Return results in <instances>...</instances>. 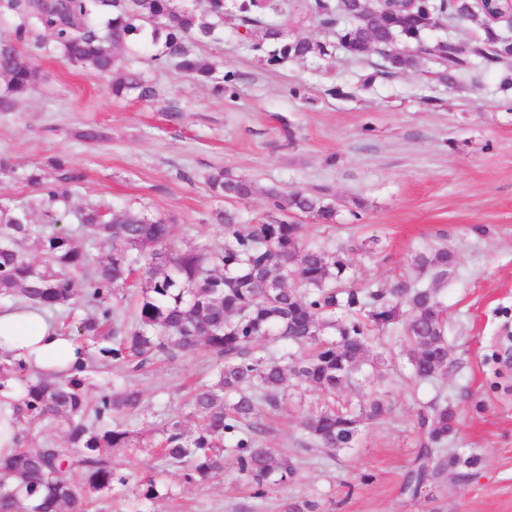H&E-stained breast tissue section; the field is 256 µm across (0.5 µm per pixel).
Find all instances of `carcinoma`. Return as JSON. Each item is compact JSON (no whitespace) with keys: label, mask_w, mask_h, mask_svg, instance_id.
Returning <instances> with one entry per match:
<instances>
[{"label":"carcinoma","mask_w":512,"mask_h":512,"mask_svg":"<svg viewBox=\"0 0 512 512\" xmlns=\"http://www.w3.org/2000/svg\"><path fill=\"white\" fill-rule=\"evenodd\" d=\"M17 20L14 34L0 37V110L27 96L42 73L22 55L19 41L28 33H50V51L74 65L101 75L119 72L112 81L117 96L142 101L157 96L142 74L122 71V51L141 41L153 26L152 43H162L155 60L193 75L227 101L237 96V76L219 73L194 47L219 39L224 15L234 11L249 50L268 65L284 59L307 60L329 54L330 44L291 37L288 25L267 17L276 10L270 0H9ZM305 14L335 34L346 52L360 58L371 52L381 62L378 73L416 69L425 51L427 27L453 20L477 22L481 34L464 49L450 40L440 50V80L449 87L472 69L475 60L494 65L512 58V37L501 32L490 7L477 0H405L371 10L365 0H306ZM19 179L37 196L18 208L0 197V299L28 302L44 310L80 305L92 310L79 333L107 343L103 360L123 373L151 359H174L205 347L212 356L211 382L195 388L188 405L195 427L185 429L171 418L158 442L159 453L184 466L183 479L224 473V455L235 458L240 476L249 480L252 498L263 499L271 484L293 474L267 444L269 428L259 419L262 409L278 410L290 387H313L336 395L365 361L370 332L405 322L401 353L417 381L434 378L448 368L444 308L436 288L400 281L388 290L340 288L351 262L345 257L304 245L307 215L321 224L336 221V207L325 196L301 191L271 194L280 216L245 227L230 210L217 213L224 224V242L216 247L172 243L171 225L161 216L123 211L105 218L96 205L75 199L79 176L66 158L46 167L23 171ZM210 191L228 201L245 199L252 182L222 169L208 176ZM69 212L90 226L94 240H81L55 230L60 214ZM37 243L43 258L31 261L27 241ZM108 254L89 266L94 242ZM453 256L446 249L420 253L413 265L437 282L448 275ZM142 275L134 312L126 315L117 290ZM306 350L300 357L289 352ZM22 393L19 421L60 420L66 424V446L52 440L35 448L16 447L0 459V512H87L88 505L123 485L112 461L115 452L133 446L130 433L114 417L135 415L140 390L125 386L87 402V377L49 380L17 375ZM421 416L424 433L417 465L406 488L416 494L434 479L447 456L448 436L456 417L435 403ZM383 401L356 411L345 404L326 407L303 423L305 452L328 457L350 447L363 417H379Z\"/></svg>","instance_id":"obj_1"}]
</instances>
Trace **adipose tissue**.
Wrapping results in <instances>:
<instances>
[{"instance_id": "adipose-tissue-1", "label": "adipose tissue", "mask_w": 512, "mask_h": 512, "mask_svg": "<svg viewBox=\"0 0 512 512\" xmlns=\"http://www.w3.org/2000/svg\"><path fill=\"white\" fill-rule=\"evenodd\" d=\"M22 363L26 369L39 372L78 374L85 363L80 345L48 320L33 305L0 306V362ZM16 380L5 376L0 380V457L16 448L21 427L16 420Z\"/></svg>"}]
</instances>
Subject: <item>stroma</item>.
<instances>
[{"mask_svg": "<svg viewBox=\"0 0 512 512\" xmlns=\"http://www.w3.org/2000/svg\"><path fill=\"white\" fill-rule=\"evenodd\" d=\"M49 46L42 30L24 39L23 56L43 79L0 112V154L16 170L66 156L81 177V199L173 218L179 246L221 243L216 215L225 209L246 225L267 220L269 190L326 195L336 221L300 216L304 242L348 251V280L358 286L427 287L414 256L440 248L454 256L441 296L450 367L414 384L397 343L402 326L374 341L369 356L388 362L387 381L362 367L340 397L363 408L378 395L385 412L361 422L353 447L332 460L300 450L302 423L324 397L295 389L282 412L263 417L270 445L294 468L288 483L256 501L230 457L223 475L184 482L155 442L169 418L191 417L186 387L210 377L211 357L201 348L126 377L142 392V411L121 422L144 439L115 453L128 481L94 512H288L306 501L312 512H512V90L499 88L512 60L476 65L459 92L439 80V65L425 54L416 70L392 76L377 74L373 57L336 47L271 67L249 51L229 15L220 39L200 53L237 74L238 99L224 102L210 85L157 63L153 48L137 46L126 64L158 89L141 101L113 96L111 78ZM91 128L106 130L108 141L83 140ZM220 168L251 180L253 194L236 202L214 196L207 177ZM435 401L456 414L448 439L454 460L412 496L403 485L422 437L419 417ZM468 458L475 466H465ZM155 474L168 492L142 501L138 482Z\"/></svg>", "mask_w": 512, "mask_h": 512, "instance_id": "35a3bbf8", "label": "stroma"}]
</instances>
